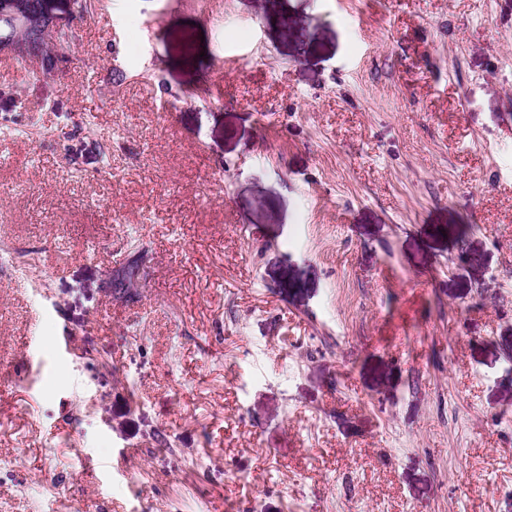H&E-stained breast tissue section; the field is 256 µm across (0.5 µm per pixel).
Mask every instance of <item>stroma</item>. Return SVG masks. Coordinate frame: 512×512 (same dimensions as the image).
Returning <instances> with one entry per match:
<instances>
[{
	"instance_id": "obj_1",
	"label": "stroma",
	"mask_w": 512,
	"mask_h": 512,
	"mask_svg": "<svg viewBox=\"0 0 512 512\" xmlns=\"http://www.w3.org/2000/svg\"><path fill=\"white\" fill-rule=\"evenodd\" d=\"M63 55L0 62V512H512V0H96Z\"/></svg>"
}]
</instances>
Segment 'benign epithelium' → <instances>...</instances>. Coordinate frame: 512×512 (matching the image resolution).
Masks as SVG:
<instances>
[{"label":"benign epithelium","instance_id":"7a95c632","mask_svg":"<svg viewBox=\"0 0 512 512\" xmlns=\"http://www.w3.org/2000/svg\"><path fill=\"white\" fill-rule=\"evenodd\" d=\"M83 5L84 0H43L35 12L9 14L12 28L23 32L24 37L0 39V54L12 58L35 56L47 76H58L64 62L57 52L60 34L79 23Z\"/></svg>","mask_w":512,"mask_h":512}]
</instances>
